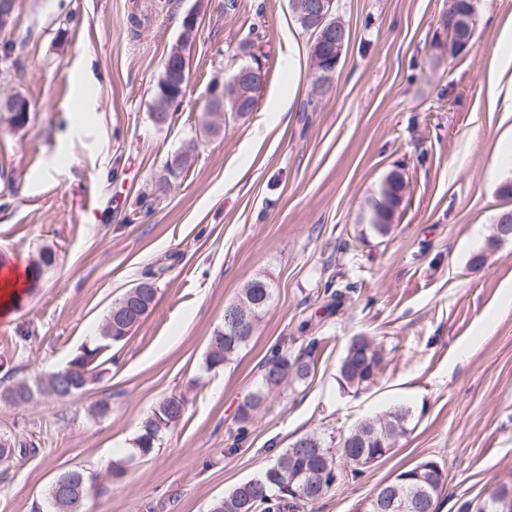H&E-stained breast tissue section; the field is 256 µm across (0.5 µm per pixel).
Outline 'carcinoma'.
<instances>
[{
	"mask_svg": "<svg viewBox=\"0 0 512 512\" xmlns=\"http://www.w3.org/2000/svg\"><path fill=\"white\" fill-rule=\"evenodd\" d=\"M249 40L242 50L252 58L255 67L261 63L255 50L260 48L263 36L259 27H252ZM185 89L162 72L158 82V91L153 119L158 124H165L171 116V110L181 104L179 97L184 95ZM186 159L177 157L171 166L167 167V176L162 178L158 186L159 192H164L171 180L179 177L184 168ZM404 177L397 174V178H389L380 182L375 195L369 201L367 224L361 228L360 236L372 235L383 238L390 234L392 225L387 223L386 215L393 209L399 200L398 193L403 187ZM53 263V255L43 252L39 259L29 266V275L33 281H38L45 270ZM139 297L143 307H152L157 288L155 283L144 280L137 283ZM273 294L271 284L262 279L255 278L242 288L237 303L249 307L253 311L254 319L268 307ZM136 303L129 298V293H123L112 303L105 317L103 329L99 339L86 346H81L72 360L75 369L64 379L59 372L53 371L41 381L30 384L25 380L17 381L9 386V390L0 394V398L16 404V400H23L27 405L33 397L39 395L57 400L65 399L84 390L90 384L99 380L103 365L101 357L103 352L114 344L123 341L124 319L135 314ZM249 339H240L227 333L222 327L214 331L211 336L210 348L206 357L208 368L223 365L244 346ZM318 340L308 341L303 351L294 355L283 349L275 350L261 366V383L256 392L246 399L238 408L236 416L235 441L243 440L248 434L250 426L268 395L286 384H303L314 366L315 353ZM383 366V356L371 347L369 340L364 336H354L347 346L346 352L339 366L338 383L344 390L358 391L373 384L379 377ZM406 411V407L397 406L385 413L374 415L370 420L357 423L345 436L344 448L341 453L349 457L351 474L357 475L363 471L364 463L375 455H384L389 452L387 448L379 447V438L390 434L393 424L397 422V415ZM184 401L177 396H170L158 405L157 409L145 416L140 423L139 434L135 439V448L141 455H147L156 447L162 432L176 423L183 415ZM279 458L284 465L277 470L267 469L260 478L254 482L248 480L237 485L224 499L216 503L212 512H298L306 509L323 498L336 485L335 464L330 449L324 440L315 435H305L293 441ZM325 473L324 481L316 484L315 488L301 499L293 495L300 487L308 486L312 476L317 472ZM413 468L402 470L392 481L394 489L398 490L400 497L407 498L414 487V481L409 479Z\"/></svg>",
	"mask_w": 512,
	"mask_h": 512,
	"instance_id": "carcinoma-1",
	"label": "carcinoma"
}]
</instances>
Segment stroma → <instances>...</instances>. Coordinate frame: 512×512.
Wrapping results in <instances>:
<instances>
[{
    "label": "stroma",
    "instance_id": "1",
    "mask_svg": "<svg viewBox=\"0 0 512 512\" xmlns=\"http://www.w3.org/2000/svg\"><path fill=\"white\" fill-rule=\"evenodd\" d=\"M153 0L138 33L134 0H18L0 41L17 64L0 71V98L31 104L22 128L0 131V260L53 264L0 317V389L43 378L98 336L113 301L154 275L155 303L133 334L104 353L99 382L63 400L0 401V436L33 454L0 465V512H33L55 477L97 475L84 512H210L237 484L260 476L297 438L327 446L362 418L403 405L407 433L357 476L342 475L315 512H353L400 470L431 458L446 482L439 512L512 484V243L489 248L512 199V166L496 157L512 114L491 111L488 76L512 0H479L471 52L437 56L451 0H336L350 36L333 88L303 111L313 81L312 38L289 0ZM263 4V15L254 7ZM194 11L189 79L168 123L151 116L164 59ZM261 23L267 81L254 112L201 121L215 80L247 60L239 47ZM298 67L289 71L288 49ZM293 106L280 120L278 100ZM189 159L137 223L126 211L169 162ZM402 170L410 192L389 237L359 238L383 177ZM482 265H473L477 253ZM357 283L333 307L327 277ZM256 277L273 287L250 343L207 369L225 307ZM372 339L384 363L375 385L340 389L351 337ZM317 339L305 384L273 393L246 439L229 436L273 350ZM181 419L145 456L139 423L164 398ZM106 413H95L100 400ZM126 460L121 478L105 473Z\"/></svg>",
    "mask_w": 512,
    "mask_h": 512
}]
</instances>
